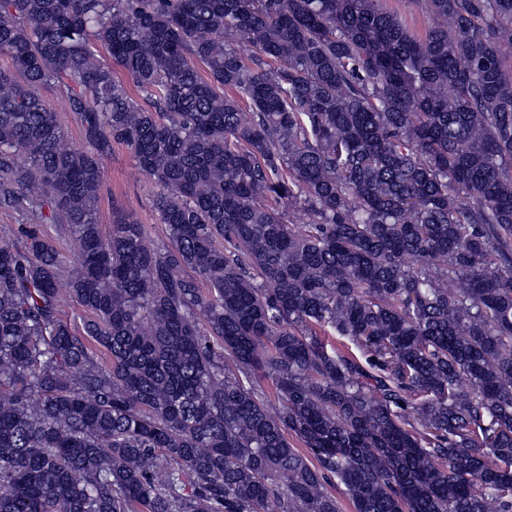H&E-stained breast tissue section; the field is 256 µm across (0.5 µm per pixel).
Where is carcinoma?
I'll use <instances>...</instances> for the list:
<instances>
[{"instance_id":"1","label":"carcinoma","mask_w":512,"mask_h":512,"mask_svg":"<svg viewBox=\"0 0 512 512\" xmlns=\"http://www.w3.org/2000/svg\"><path fill=\"white\" fill-rule=\"evenodd\" d=\"M413 2L0 0V512H512V0ZM386 7L397 12L408 30L417 36L425 34L428 28L427 15L421 9L409 0H384ZM156 191L151 182L137 175L131 152L125 146L114 145L112 155L104 164L100 200L102 223L112 224L115 213H121L138 224H145L150 243H161L165 240V228L153 208Z\"/></svg>"}]
</instances>
